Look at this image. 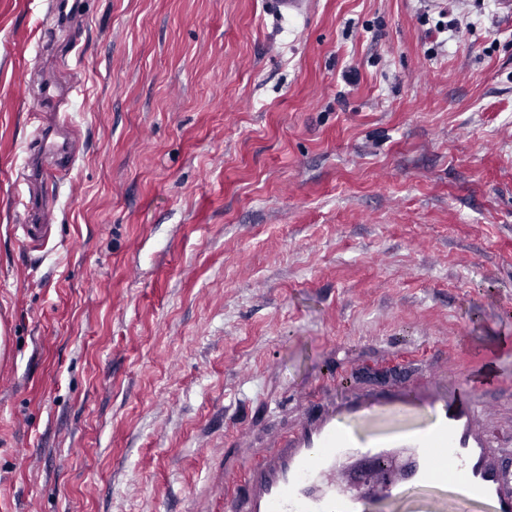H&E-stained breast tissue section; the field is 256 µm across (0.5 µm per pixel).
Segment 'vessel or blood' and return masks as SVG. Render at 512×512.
I'll list each match as a JSON object with an SVG mask.
<instances>
[{
	"mask_svg": "<svg viewBox=\"0 0 512 512\" xmlns=\"http://www.w3.org/2000/svg\"><path fill=\"white\" fill-rule=\"evenodd\" d=\"M41 194L25 204L21 240L34 248L58 194L60 169L74 155L63 135L68 117L46 126L34 110ZM489 378L460 377L453 389L422 391L403 383L306 409L298 424L268 448H255L243 471L224 477V512H372L383 498L410 499L412 512H512V487L502 481L512 459L492 456L478 397ZM402 449L405 465L390 471L388 452ZM358 456L374 468L358 494L347 491V468Z\"/></svg>",
	"mask_w": 512,
	"mask_h": 512,
	"instance_id": "1",
	"label": "vessel or blood"
}]
</instances>
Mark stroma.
I'll list each match as a JSON object with an SVG mask.
<instances>
[{
	"label": "stroma",
	"instance_id": "stroma-1",
	"mask_svg": "<svg viewBox=\"0 0 512 512\" xmlns=\"http://www.w3.org/2000/svg\"><path fill=\"white\" fill-rule=\"evenodd\" d=\"M443 7L0 0V512H219L226 449L397 363L501 369L512 448V17L463 0L447 42ZM61 107L77 159L29 253L28 113Z\"/></svg>",
	"mask_w": 512,
	"mask_h": 512
}]
</instances>
